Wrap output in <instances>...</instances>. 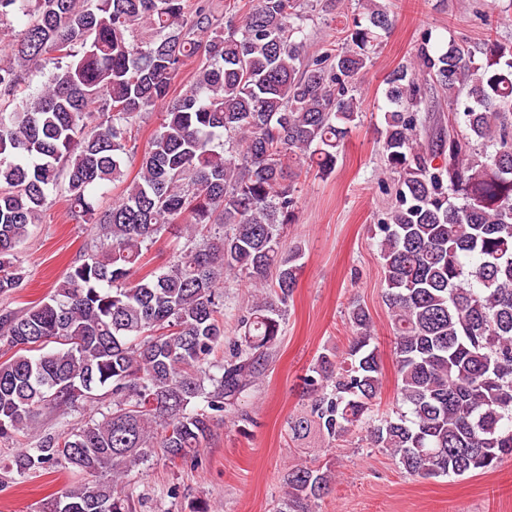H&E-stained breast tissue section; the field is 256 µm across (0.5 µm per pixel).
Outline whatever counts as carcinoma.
Masks as SVG:
<instances>
[{
	"label": "carcinoma",
	"mask_w": 512,
	"mask_h": 512,
	"mask_svg": "<svg viewBox=\"0 0 512 512\" xmlns=\"http://www.w3.org/2000/svg\"><path fill=\"white\" fill-rule=\"evenodd\" d=\"M304 2L220 14L214 0H0V295L23 286L19 249L52 192L100 239L46 298L0 309L11 351L0 439L44 410L112 395L99 416L11 460L20 475L62 464L102 475L39 512H129L125 478L157 452L194 455L266 370L302 270V247L280 242L299 204L290 162L335 171L361 114L356 77L393 25L386 0H360L342 43L312 52ZM190 65L191 88L172 93ZM385 85L384 158L398 180L375 234L405 410L374 418L383 364L369 312L353 305L345 356L326 350L308 368L311 404L290 430L336 441L370 421L369 444L411 476L483 474L512 457V44L427 35ZM435 90L455 124L426 126ZM157 107L141 149L133 130ZM116 183L122 194L100 208ZM163 238L167 260L140 274ZM230 277L258 294L226 359ZM334 476L287 469L276 512H315Z\"/></svg>",
	"instance_id": "carcinoma-1"
}]
</instances>
